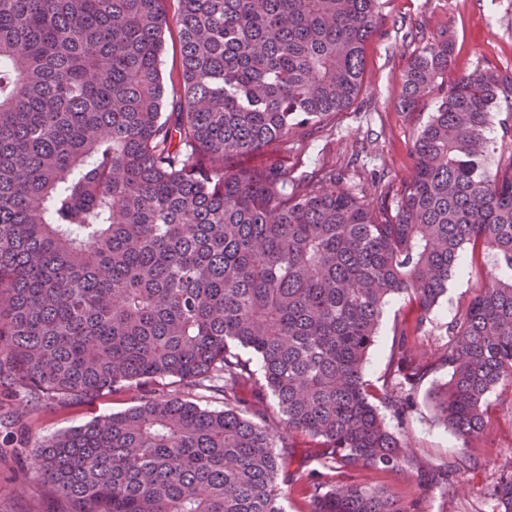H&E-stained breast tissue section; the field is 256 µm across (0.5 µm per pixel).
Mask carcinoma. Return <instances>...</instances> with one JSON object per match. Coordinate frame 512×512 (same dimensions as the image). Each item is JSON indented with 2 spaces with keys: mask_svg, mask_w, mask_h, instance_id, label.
Masks as SVG:
<instances>
[{
  "mask_svg": "<svg viewBox=\"0 0 512 512\" xmlns=\"http://www.w3.org/2000/svg\"><path fill=\"white\" fill-rule=\"evenodd\" d=\"M162 2L0 0V388L47 405L145 391L34 448L38 479L64 512H285L301 432L338 476L396 470L449 493L471 457L420 466L380 408L404 421L446 369L429 399L466 450L489 395L512 388V158L488 137L512 76L478 68L443 92L410 183L375 209L334 169L291 185L229 161L352 104L381 0H179L170 99ZM454 51L443 31L414 56L403 111ZM468 247L507 277L426 357L413 335ZM396 296L413 310L372 394L364 366ZM246 390L272 397L277 427ZM208 392L224 408L202 406ZM312 485L311 512H414L374 485ZM489 495L512 512V460Z\"/></svg>",
  "mask_w": 512,
  "mask_h": 512,
  "instance_id": "cac0c4a2",
  "label": "carcinoma"
}]
</instances>
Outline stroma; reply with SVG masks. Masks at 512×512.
<instances>
[{
	"mask_svg": "<svg viewBox=\"0 0 512 512\" xmlns=\"http://www.w3.org/2000/svg\"><path fill=\"white\" fill-rule=\"evenodd\" d=\"M383 12L386 21L365 46L361 89L348 109L327 117L321 128L296 131L261 154L236 158L235 166L278 163L296 184L315 169L333 168L342 175V188L376 205L381 196H397L411 178L414 140L435 110L431 98L412 113L399 107L403 74L428 41L443 30L455 41L446 85L489 64L512 73V0H385ZM495 273L493 256L474 260L463 255L448 282L447 296L433 310L431 325L415 336L421 352L435 353L449 322L467 308L477 289ZM408 310L407 300L401 298L384 309L364 370L370 388L382 383L395 326ZM140 398V390L133 386L65 408L0 395V443L24 440L35 445L95 416L124 411L137 405ZM489 414L488 432L470 450L477 466L457 476L450 496L420 488L394 471L356 467L346 478L355 484L388 488L400 499L416 502L419 512H497L488 490L500 464L512 457V391L495 390L489 397ZM385 422L390 429L402 430L409 452L423 467L453 463L461 453L456 436L425 394L416 396L405 425H398L390 415ZM308 442V437H300L296 456L286 464L296 478L283 501L286 512H309L310 494L304 477L319 469L320 456ZM37 467V458L30 454L19 460L0 457V512H51V494L37 479Z\"/></svg>",
	"mask_w": 512,
	"mask_h": 512,
	"instance_id": "stroma-1",
	"label": "stroma"
}]
</instances>
